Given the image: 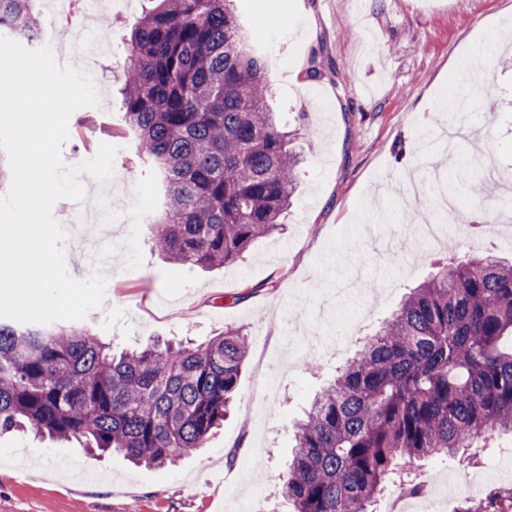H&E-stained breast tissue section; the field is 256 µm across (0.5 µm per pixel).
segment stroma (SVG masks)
<instances>
[{
	"label": "stroma",
	"instance_id": "stroma-1",
	"mask_svg": "<svg viewBox=\"0 0 512 512\" xmlns=\"http://www.w3.org/2000/svg\"><path fill=\"white\" fill-rule=\"evenodd\" d=\"M270 60L268 103L294 131L302 158L282 231L218 269L164 260L144 212L159 198L133 175L119 134L123 37L140 17L113 5L112 48L99 63V104L73 112L64 163L117 147L112 184V276L87 321L107 341L201 344L227 329L249 342L237 403L206 448L167 468L135 467L75 443L31 433L0 439V512H239L278 491L291 425L334 375L339 329L380 321L405 289L423 281L457 241L471 256L488 247L475 226L499 208L500 189L476 198L485 178L473 157L498 163L512 186V0H237ZM42 35L64 45L82 25L72 0H35ZM325 43L335 74L310 79L311 49ZM419 182L430 209L451 186L462 220L428 243L411 215ZM320 367L309 370L308 360Z\"/></svg>",
	"mask_w": 512,
	"mask_h": 512
}]
</instances>
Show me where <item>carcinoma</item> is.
I'll list each match as a JSON object with an SVG mask.
<instances>
[{"label": "carcinoma", "instance_id": "carcinoma-1", "mask_svg": "<svg viewBox=\"0 0 512 512\" xmlns=\"http://www.w3.org/2000/svg\"><path fill=\"white\" fill-rule=\"evenodd\" d=\"M34 0H0V36L37 45ZM126 39L122 134L160 197L152 242L204 269L281 228L299 161L267 104V60L235 0H148ZM334 69L323 46L307 74ZM448 260L399 306L296 423L281 477L292 512H369L397 478L416 493L430 457L512 436V258ZM248 353L226 330L204 345L116 351L88 326L0 318V435L29 428L150 468L205 447L224 423ZM456 512H512V484Z\"/></svg>", "mask_w": 512, "mask_h": 512}]
</instances>
